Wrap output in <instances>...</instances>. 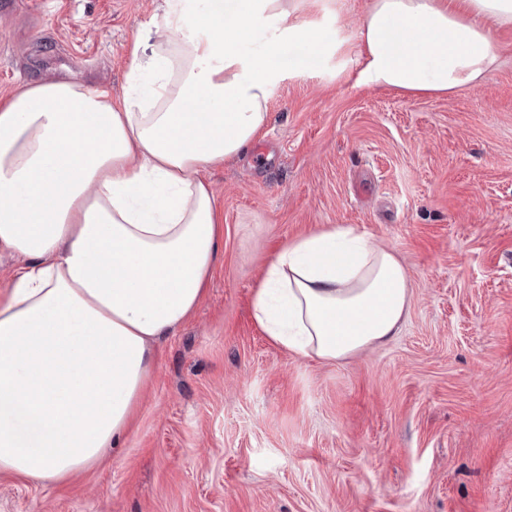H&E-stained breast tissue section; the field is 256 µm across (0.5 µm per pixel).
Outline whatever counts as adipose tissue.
I'll return each instance as SVG.
<instances>
[{
    "instance_id": "1",
    "label": "adipose tissue",
    "mask_w": 512,
    "mask_h": 512,
    "mask_svg": "<svg viewBox=\"0 0 512 512\" xmlns=\"http://www.w3.org/2000/svg\"><path fill=\"white\" fill-rule=\"evenodd\" d=\"M167 6L137 38L120 100L67 81L0 103V250L22 258L0 300V472L61 483L129 434L152 344L198 307L222 238L207 169L241 155L268 121L271 42L240 47L263 13L288 40L323 43L297 0ZM512 0H373L354 82L451 94L496 70L493 31ZM410 308L397 255L351 226L283 247L252 309L267 336L323 361L395 336Z\"/></svg>"
}]
</instances>
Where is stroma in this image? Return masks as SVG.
<instances>
[{"instance_id":"stroma-1","label":"stroma","mask_w":512,"mask_h":512,"mask_svg":"<svg viewBox=\"0 0 512 512\" xmlns=\"http://www.w3.org/2000/svg\"><path fill=\"white\" fill-rule=\"evenodd\" d=\"M370 0H306L262 138L206 174L223 227L195 313L156 346L123 447L61 484L0 473V512H512V27L480 87H358ZM162 0H0V99L47 77L121 97ZM392 249L411 303L346 360L272 341L252 298L323 226ZM285 34L288 41L307 42L316 52H320L323 47L318 31L304 22L289 21L288 26L285 28Z\"/></svg>"}]
</instances>
